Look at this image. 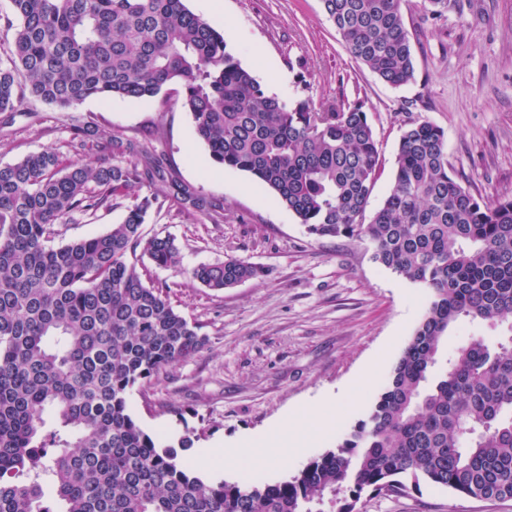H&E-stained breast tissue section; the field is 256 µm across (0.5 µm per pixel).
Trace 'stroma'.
<instances>
[{
    "label": "stroma",
    "instance_id": "1",
    "mask_svg": "<svg viewBox=\"0 0 512 512\" xmlns=\"http://www.w3.org/2000/svg\"><path fill=\"white\" fill-rule=\"evenodd\" d=\"M224 40L266 92L323 106L362 99L379 144V174L370 197L387 196L405 127L426 120L446 134L448 161L462 186L484 199L512 196V0H448L442 17L422 0H402L411 33L414 79L394 88L348 51L321 0H222ZM99 137L131 140L163 154L166 172L214 202L224 221L163 205L144 226L147 236H173L180 270L150 267L168 285L176 309L209 342L194 357L133 390L129 408L152 435L176 441L191 434V458L243 434L262 431L283 414L303 426L308 446L297 455L268 449L261 461L216 462L211 478L254 485L297 473L333 449L382 392L391 368L418 324L423 288L375 263L366 241L318 239L250 176L232 168L208 173L210 156L172 88L152 99L91 97L72 111L33 102L21 107L0 138V165L54 148L63 161L98 162L101 153L68 146L71 117ZM127 198L90 219L60 227L59 242L91 237L121 223ZM238 258L262 266V279L215 291L190 272ZM375 365L372 379L362 377ZM336 396V423L322 431L310 402ZM357 512H512V500L477 501L421 483L405 494L363 493Z\"/></svg>",
    "mask_w": 512,
    "mask_h": 512
}]
</instances>
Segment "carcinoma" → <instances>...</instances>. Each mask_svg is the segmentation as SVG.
I'll return each mask as SVG.
<instances>
[{
	"label": "carcinoma",
	"mask_w": 512,
	"mask_h": 512,
	"mask_svg": "<svg viewBox=\"0 0 512 512\" xmlns=\"http://www.w3.org/2000/svg\"><path fill=\"white\" fill-rule=\"evenodd\" d=\"M351 55L381 81L414 78L401 0H321ZM0 60L3 125L27 101L68 111L90 97L143 100L178 86L214 162L248 173L318 238L369 241L372 259L428 293L424 314L367 416L295 475L264 486L205 482L181 452L147 433L128 396L207 344L168 286L129 260L177 269L170 235L145 237L157 194L134 196L104 233L55 243L58 225L95 216L132 183L204 214L224 207L173 177L131 141L98 146L95 164L44 148L0 165V512H355L362 494L425 481L478 500L512 499V337L473 339L430 379L458 320L512 319V197L485 200L448 163L444 131H403L388 195L367 213L379 150L364 101L317 108L270 95L224 35L185 0H9ZM69 147L94 140L73 119ZM132 156L112 163V152ZM265 275L238 258L200 265L212 290ZM60 429L46 433L47 412ZM56 500L48 502L46 490Z\"/></svg>",
	"instance_id": "cac0c4a2"
}]
</instances>
